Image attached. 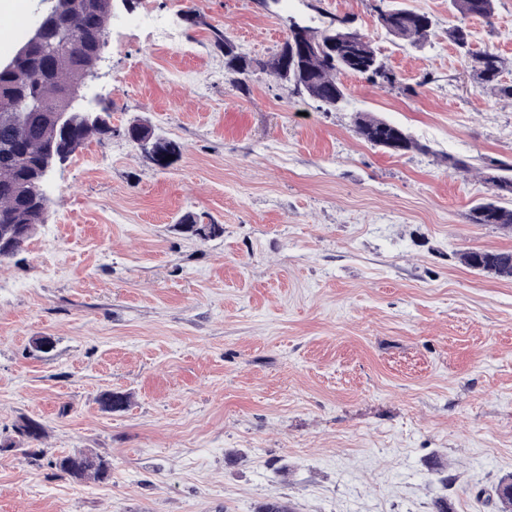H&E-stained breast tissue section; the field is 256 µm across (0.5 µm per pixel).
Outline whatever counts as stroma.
Wrapping results in <instances>:
<instances>
[{
	"label": "stroma",
	"instance_id": "1",
	"mask_svg": "<svg viewBox=\"0 0 512 512\" xmlns=\"http://www.w3.org/2000/svg\"><path fill=\"white\" fill-rule=\"evenodd\" d=\"M411 48L377 0H135L110 20L83 91L120 129L177 142L167 169L125 137L90 138L55 166L43 223L0 263V512H499L512 477V280L469 269L466 250L512 251L472 224L487 159L512 162V100L481 88L448 39L491 50L512 83V0L491 20L450 0ZM349 21L394 85L341 75L327 112L259 70L246 89L210 43L218 26L268 59L290 19ZM370 112L422 148L359 138ZM464 159V170L449 158ZM191 212L223 225L178 231ZM53 337L35 352L33 337ZM126 394L107 411L100 394ZM31 419L40 441L18 445ZM93 450L106 481L56 457ZM175 227L183 233H190L202 239L219 237L224 233L223 225L214 222L199 224L198 217L191 213L183 215L179 224H175Z\"/></svg>",
	"mask_w": 512,
	"mask_h": 512
}]
</instances>
